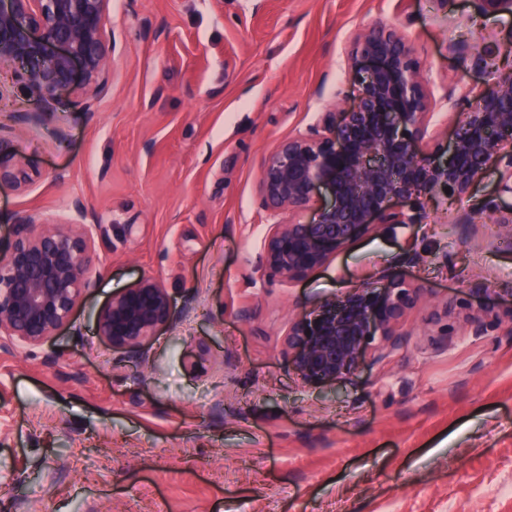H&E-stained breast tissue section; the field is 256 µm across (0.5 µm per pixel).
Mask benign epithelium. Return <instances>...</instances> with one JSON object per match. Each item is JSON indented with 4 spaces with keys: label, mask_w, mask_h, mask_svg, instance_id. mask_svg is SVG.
<instances>
[{
    "label": "benign epithelium",
    "mask_w": 512,
    "mask_h": 512,
    "mask_svg": "<svg viewBox=\"0 0 512 512\" xmlns=\"http://www.w3.org/2000/svg\"><path fill=\"white\" fill-rule=\"evenodd\" d=\"M110 4L0 0V65L20 63L29 94L45 104L65 88L96 97L116 52L105 26ZM345 63L357 86L355 107L339 118L323 113L317 126L281 141L261 163L260 206L276 221L267 225L260 263L272 277L301 279L380 226L421 223V211L397 204L447 187L463 195L491 167L499 172L498 193L512 197V72L453 101L461 112L444 145L441 133L429 132L431 94L399 26L353 33ZM31 180L23 159L0 143V186L23 191ZM310 209L314 220L301 222ZM96 228L79 203L64 223L29 216L16 225L0 256L1 351L42 346L70 320L98 261ZM382 280L327 299L291 323L288 352L303 381L352 374L377 340L388 355L397 348L394 326L422 289L394 273ZM172 319L166 289L143 278L104 305L97 327L113 348L141 357L143 343Z\"/></svg>",
    "instance_id": "1"
}]
</instances>
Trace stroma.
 Here are the masks:
<instances>
[{
	"instance_id": "35a3bbf8",
	"label": "stroma",
	"mask_w": 512,
	"mask_h": 512,
	"mask_svg": "<svg viewBox=\"0 0 512 512\" xmlns=\"http://www.w3.org/2000/svg\"><path fill=\"white\" fill-rule=\"evenodd\" d=\"M379 23L414 45L439 129L449 92L512 72V18L476 0H112V79L91 103L70 89L41 103L21 65H0V141L33 177L0 187V243L77 202L102 227L70 320L0 351V512H512V335L494 323L512 307V199L495 170L303 279L258 267L261 162L353 108L345 48ZM388 272L423 290L402 347L304 382L289 325ZM146 277L174 316L136 358L97 315ZM469 287L483 293L466 307Z\"/></svg>"
}]
</instances>
